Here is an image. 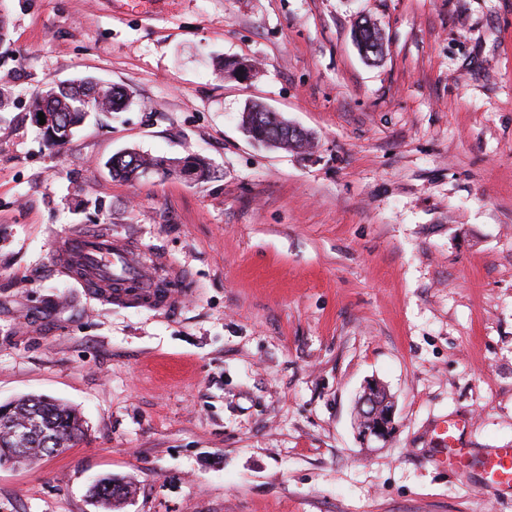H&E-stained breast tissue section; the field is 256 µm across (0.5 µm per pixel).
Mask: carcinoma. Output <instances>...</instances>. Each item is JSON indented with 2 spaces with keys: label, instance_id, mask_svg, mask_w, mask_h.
I'll return each instance as SVG.
<instances>
[{
  "label": "carcinoma",
  "instance_id": "obj_1",
  "mask_svg": "<svg viewBox=\"0 0 512 512\" xmlns=\"http://www.w3.org/2000/svg\"><path fill=\"white\" fill-rule=\"evenodd\" d=\"M353 39L366 59L376 61L382 57L384 37L376 23L368 19L355 23ZM128 99L129 94L124 88L83 76L54 83L35 94L31 98L29 115L37 124L38 113H43L46 123L40 129L50 143L61 144L89 113L120 112ZM240 123L249 137L266 140L274 149L305 153L313 148L308 133L290 128L277 113L259 104L245 108ZM107 165L113 176L132 180L162 166L163 160L128 149L113 154ZM169 171L196 181L207 180L213 175L210 164L197 158L174 161L169 164ZM0 414L24 421L23 429L27 433L25 443L20 445L12 428L0 424V464L8 462L19 447L25 448L30 462L34 463L44 456V448L57 445L68 448L82 434L81 419L75 411L47 397H24L0 405ZM48 437L53 438L54 443L47 446L45 439ZM92 493L107 508L114 509L132 495L133 486L128 481L107 476L97 482Z\"/></svg>",
  "mask_w": 512,
  "mask_h": 512
}]
</instances>
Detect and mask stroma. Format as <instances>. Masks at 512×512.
I'll return each mask as SVG.
<instances>
[{
  "label": "stroma",
  "instance_id": "1",
  "mask_svg": "<svg viewBox=\"0 0 512 512\" xmlns=\"http://www.w3.org/2000/svg\"><path fill=\"white\" fill-rule=\"evenodd\" d=\"M0 83V404L73 407L80 440L0 466V512H512L482 471L440 466L465 415L473 458L512 448V0H6ZM381 28L382 60L351 38ZM248 60V77H216ZM123 87L63 146L31 95ZM258 103L307 153L242 131ZM202 158L197 183L112 176V154ZM102 226L183 268L172 314L102 303L58 273L56 236ZM396 431L362 445L368 383ZM461 422L459 419L444 420L434 427L438 436L437 439L441 446L447 450L442 452L441 459H436V461L456 470H464L467 466L466 459L470 457V452L466 448H458L459 438L457 434L461 429ZM92 493L108 509H114L132 495L133 486L131 482L107 476L97 482Z\"/></svg>",
  "mask_w": 512,
  "mask_h": 512
}]
</instances>
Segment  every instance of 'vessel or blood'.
<instances>
[{"label": "vessel or blood", "mask_w": 512, "mask_h": 512, "mask_svg": "<svg viewBox=\"0 0 512 512\" xmlns=\"http://www.w3.org/2000/svg\"><path fill=\"white\" fill-rule=\"evenodd\" d=\"M54 260L62 275L86 288L100 302L171 313L188 290L182 272L160 254L144 259L140 250L113 240L101 230L77 229L54 243ZM461 422L437 424L435 432L444 448L443 465L465 469L469 451L460 448ZM484 488L497 493L512 487V448H497L481 461Z\"/></svg>", "instance_id": "vessel-or-blood-1"}]
</instances>
